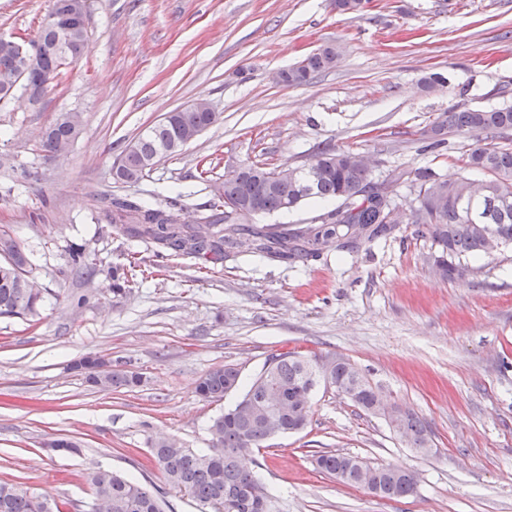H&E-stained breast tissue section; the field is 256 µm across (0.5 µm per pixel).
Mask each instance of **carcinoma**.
<instances>
[{
    "label": "carcinoma",
    "mask_w": 512,
    "mask_h": 512,
    "mask_svg": "<svg viewBox=\"0 0 512 512\" xmlns=\"http://www.w3.org/2000/svg\"><path fill=\"white\" fill-rule=\"evenodd\" d=\"M73 0H56L53 18L44 24L37 46L42 50L43 72L29 75L25 90L39 97L62 66L81 55L87 41V27L72 17ZM338 47L323 46L304 58L303 67H291L285 84L308 83L315 75L335 66ZM21 67V59L0 43V101L11 96L13 85L3 79ZM217 121L214 112H176L149 128L129 143L112 165L113 179L122 184L140 182L160 159L173 155L197 139ZM512 129V106L493 109L450 110L439 116L427 133L444 141L450 135L499 134ZM81 132L80 123L60 115L45 129L40 146L50 158H57L62 146ZM310 168H299L295 178L274 183L277 168L247 164L224 180L222 193L212 198L207 212L188 223L183 209L173 203H149L138 197L104 193L98 203L110 223L131 242L152 246L156 252H173L205 261L224 259V249L295 260L318 257L342 240H350L358 224H371L364 237L373 242L392 232L378 212L364 206L359 195L374 192L370 171L352 151H321L313 154ZM468 169L484 175L483 191L470 196L471 179L441 180L430 168L413 171L418 188V207L407 223L418 225V233L436 248L433 267L444 280L456 281L469 268V260L486 254V238L494 237L504 248L512 247V149L495 144H478L463 159ZM313 198L340 200L349 216L344 222L328 213L319 224L296 232L275 233L251 225L254 217L288 211ZM0 318L27 321L39 315L42 289L35 287L33 268L20 242L7 226L0 227ZM130 280L112 271V297L122 298ZM317 357L281 353L267 360L259 374L234 406L213 420L211 445L204 451L185 448L160 439L150 448L152 463L166 476L168 484L187 496L200 512H264L250 489L258 483L243 459L270 439L271 420L278 421L279 433L294 434L309 424L311 413L298 410L297 401L313 392L319 381L309 368ZM102 363L86 357L76 364L90 382L99 386H135L141 376L125 371H101ZM324 379L351 394L361 411L383 417L400 439L413 449L428 448L431 437L425 423L409 410L387 413L375 408L376 391L363 372L349 359L336 356L322 364ZM240 370L234 366L216 368L197 385L200 397L219 401L239 386ZM316 461L320 470L336 481L357 487L365 476L375 495L395 499L410 495L416 476L406 470L370 466L357 456L324 451ZM88 482L93 498L103 499L110 512H162L159 497L142 485L110 471L92 470ZM0 512H61L56 504L31 492L22 493L15 483L0 481Z\"/></svg>",
    "instance_id": "carcinoma-1"
}]
</instances>
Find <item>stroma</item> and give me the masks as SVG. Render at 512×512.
I'll use <instances>...</instances> for the list:
<instances>
[{
    "label": "stroma",
    "mask_w": 512,
    "mask_h": 512,
    "mask_svg": "<svg viewBox=\"0 0 512 512\" xmlns=\"http://www.w3.org/2000/svg\"><path fill=\"white\" fill-rule=\"evenodd\" d=\"M54 0H0V38L37 40ZM87 41L39 99L0 102V225H10L44 288L36 322L0 319V481L86 512L87 474L108 470L198 512L148 463L159 438L210 445L209 425L240 397L202 400L196 386L226 365L250 383L271 356H343L427 425L432 450L407 448L389 424L318 386L312 422L252 450L277 512H512V249L472 259L446 281L413 224L354 249L296 264L226 251L201 260L129 245L96 198L105 191L201 214L239 166H301L322 150L370 161L404 211L412 170L462 176L471 141L431 147L448 110L512 105V0H87ZM334 68L288 86L281 70L328 44ZM440 76L427 91L424 79ZM208 101L218 120L139 183L114 182V160L162 115ZM82 116L68 153L43 157L42 132ZM209 165L206 179L197 165ZM82 249L96 275L73 265ZM154 269L113 299L110 273ZM95 356L140 385H91L73 365ZM76 442L63 453L54 441ZM323 451L412 471L413 496L383 499L316 468Z\"/></svg>",
    "instance_id": "35a3bbf8"
}]
</instances>
